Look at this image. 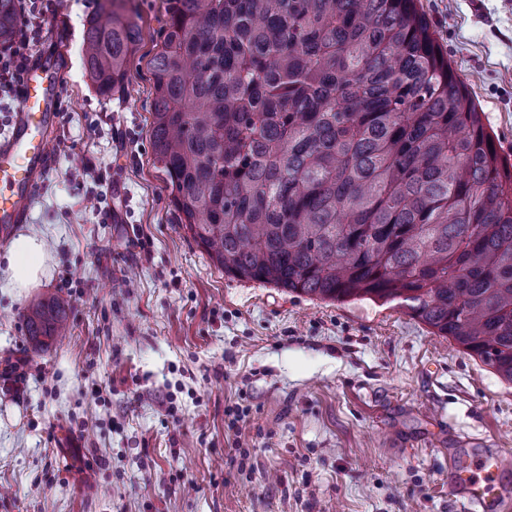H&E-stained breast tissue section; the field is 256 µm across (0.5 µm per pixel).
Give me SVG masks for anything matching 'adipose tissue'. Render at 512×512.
<instances>
[{
    "label": "adipose tissue",
    "mask_w": 512,
    "mask_h": 512,
    "mask_svg": "<svg viewBox=\"0 0 512 512\" xmlns=\"http://www.w3.org/2000/svg\"><path fill=\"white\" fill-rule=\"evenodd\" d=\"M0 272V288L23 291L37 286L50 271V255L39 235L22 233L14 238Z\"/></svg>",
    "instance_id": "obj_1"
}]
</instances>
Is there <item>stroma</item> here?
<instances>
[{
    "label": "stroma",
    "instance_id": "1",
    "mask_svg": "<svg viewBox=\"0 0 512 512\" xmlns=\"http://www.w3.org/2000/svg\"><path fill=\"white\" fill-rule=\"evenodd\" d=\"M103 0H60L34 57L64 75L55 155L21 233L46 280L0 290V512H460L451 452L512 462V383L406 308L322 301L224 276L171 206L149 133L166 0H127L142 29L123 91L81 58ZM484 123L512 155V0H420ZM93 163L122 221L85 209ZM65 304L72 333L34 346L26 315ZM247 416L230 426L225 411Z\"/></svg>",
    "mask_w": 512,
    "mask_h": 512
}]
</instances>
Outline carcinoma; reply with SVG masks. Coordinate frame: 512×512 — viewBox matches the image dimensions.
I'll use <instances>...</instances> for the list:
<instances>
[{"label":"carcinoma","instance_id":"1","mask_svg":"<svg viewBox=\"0 0 512 512\" xmlns=\"http://www.w3.org/2000/svg\"><path fill=\"white\" fill-rule=\"evenodd\" d=\"M0 0V38L18 23ZM142 39L104 0L81 55L115 92ZM153 164L224 274L395 302L512 383V162L415 0H167ZM67 336L61 302L26 318Z\"/></svg>","mask_w":512,"mask_h":512}]
</instances>
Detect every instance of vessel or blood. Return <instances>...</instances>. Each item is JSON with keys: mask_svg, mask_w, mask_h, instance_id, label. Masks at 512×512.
I'll return each mask as SVG.
<instances>
[{"mask_svg": "<svg viewBox=\"0 0 512 512\" xmlns=\"http://www.w3.org/2000/svg\"><path fill=\"white\" fill-rule=\"evenodd\" d=\"M62 84V72L51 61L37 63L24 75L12 128L0 141L1 242L9 241L15 226L26 218L36 177L47 162ZM505 471L501 458L494 455L451 458L448 475L462 512H512V501L501 487Z\"/></svg>", "mask_w": 512, "mask_h": 512, "instance_id": "obj_1", "label": "vessel or blood"}]
</instances>
